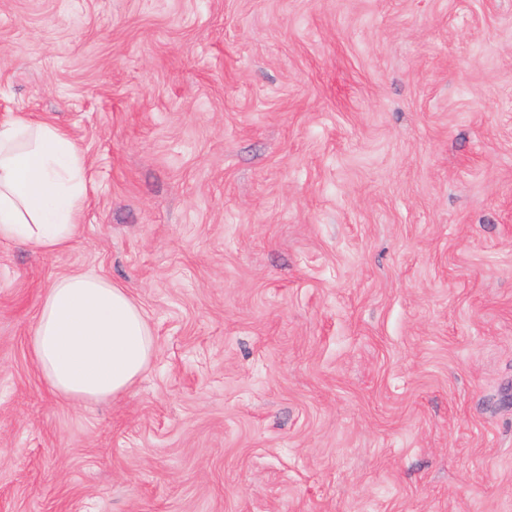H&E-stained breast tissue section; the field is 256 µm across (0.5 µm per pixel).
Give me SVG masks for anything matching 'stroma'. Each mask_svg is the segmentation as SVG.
<instances>
[{"instance_id":"35a3bbf8","label":"stroma","mask_w":512,"mask_h":512,"mask_svg":"<svg viewBox=\"0 0 512 512\" xmlns=\"http://www.w3.org/2000/svg\"><path fill=\"white\" fill-rule=\"evenodd\" d=\"M79 236L0 242V512H512V0H0ZM156 338L75 407L60 277ZM155 347L128 288L93 273L67 275L48 288L30 338L48 387L75 406L128 393Z\"/></svg>"}]
</instances>
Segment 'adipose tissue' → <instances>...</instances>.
<instances>
[{
  "label": "adipose tissue",
  "mask_w": 512,
  "mask_h": 512,
  "mask_svg": "<svg viewBox=\"0 0 512 512\" xmlns=\"http://www.w3.org/2000/svg\"><path fill=\"white\" fill-rule=\"evenodd\" d=\"M85 200L83 156L69 131L0 121V240L54 254L79 235ZM155 347L128 288L93 273L48 288L30 338L50 390L76 406L128 393Z\"/></svg>",
  "instance_id": "adipose-tissue-1"
}]
</instances>
